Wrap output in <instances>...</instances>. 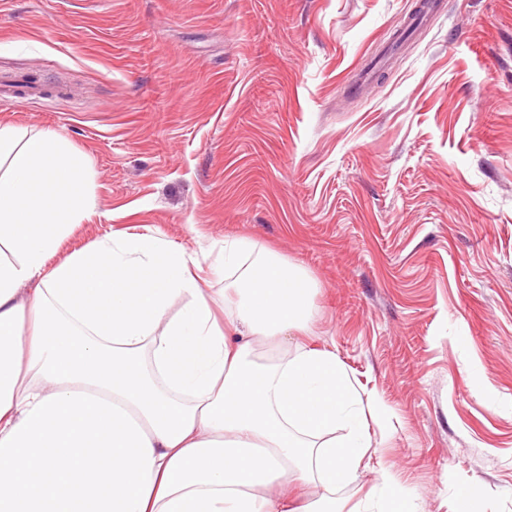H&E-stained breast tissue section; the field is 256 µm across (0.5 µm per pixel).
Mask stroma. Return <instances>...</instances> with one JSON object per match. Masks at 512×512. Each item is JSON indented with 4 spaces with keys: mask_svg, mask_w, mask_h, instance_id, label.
<instances>
[{
    "mask_svg": "<svg viewBox=\"0 0 512 512\" xmlns=\"http://www.w3.org/2000/svg\"><path fill=\"white\" fill-rule=\"evenodd\" d=\"M8 0L0 127L53 130L91 212L57 256L153 233L246 238L314 283L300 339L363 400L360 502L512 512V0ZM366 501L376 502L383 506V509H369L359 507L349 512H403L412 511L408 507V499L403 494L393 476L386 471L380 473L376 483L372 487Z\"/></svg>",
    "mask_w": 512,
    "mask_h": 512,
    "instance_id": "stroma-1",
    "label": "stroma"
}]
</instances>
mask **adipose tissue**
I'll return each mask as SVG.
<instances>
[{"instance_id":"adipose-tissue-1","label":"adipose tissue","mask_w":512,"mask_h":512,"mask_svg":"<svg viewBox=\"0 0 512 512\" xmlns=\"http://www.w3.org/2000/svg\"><path fill=\"white\" fill-rule=\"evenodd\" d=\"M89 209L64 137L0 128V512H336L288 485L353 482L380 406L334 352L282 354L312 314L305 275L271 253L239 269L244 238L212 265L218 294L152 233L56 261Z\"/></svg>"}]
</instances>
